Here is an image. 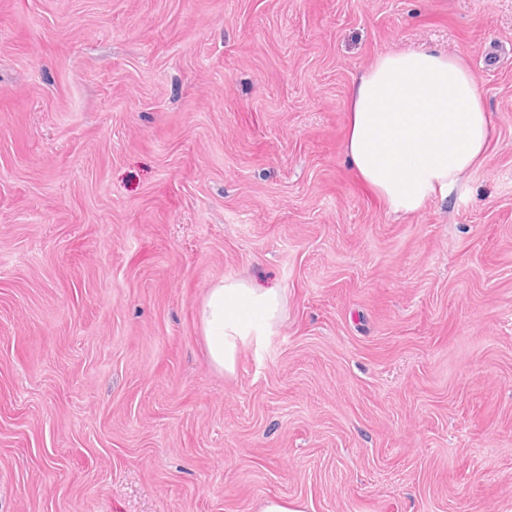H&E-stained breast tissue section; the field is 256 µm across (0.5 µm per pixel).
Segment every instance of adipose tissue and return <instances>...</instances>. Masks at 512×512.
<instances>
[{
    "instance_id": "obj_1",
    "label": "adipose tissue",
    "mask_w": 512,
    "mask_h": 512,
    "mask_svg": "<svg viewBox=\"0 0 512 512\" xmlns=\"http://www.w3.org/2000/svg\"><path fill=\"white\" fill-rule=\"evenodd\" d=\"M494 132L472 71L429 49L379 56L351 92L346 154L358 181L395 213L447 198L479 164ZM284 308L280 289L222 281L200 320L212 364L234 372L239 348L269 335Z\"/></svg>"
}]
</instances>
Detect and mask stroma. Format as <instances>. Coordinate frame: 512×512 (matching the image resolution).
<instances>
[{
  "instance_id": "obj_1",
  "label": "stroma",
  "mask_w": 512,
  "mask_h": 512,
  "mask_svg": "<svg viewBox=\"0 0 512 512\" xmlns=\"http://www.w3.org/2000/svg\"><path fill=\"white\" fill-rule=\"evenodd\" d=\"M433 49L495 135L393 214L356 79ZM284 291L236 370L209 288ZM512 512V0H0V512ZM306 503L288 497L267 498L261 501L257 512H308Z\"/></svg>"
}]
</instances>
